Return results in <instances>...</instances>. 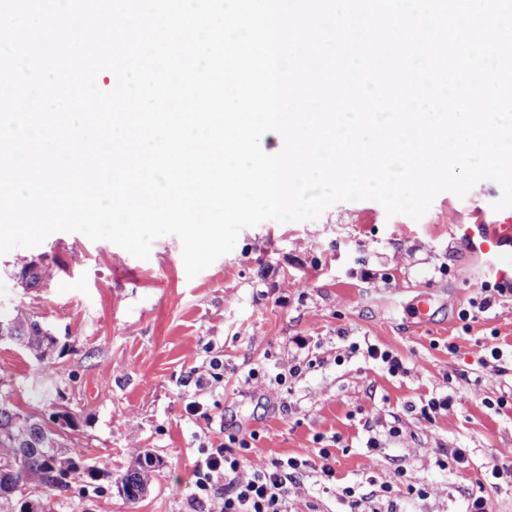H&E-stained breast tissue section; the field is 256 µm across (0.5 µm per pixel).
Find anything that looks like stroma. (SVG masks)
Masks as SVG:
<instances>
[{"label":"stroma","instance_id":"stroma-1","mask_svg":"<svg viewBox=\"0 0 512 512\" xmlns=\"http://www.w3.org/2000/svg\"><path fill=\"white\" fill-rule=\"evenodd\" d=\"M500 197L499 185L483 180L462 197L439 193L417 220L387 216L371 200L336 203L310 221L268 220L243 229L231 252L192 279L173 235L156 239L145 260L68 232L0 255V306L26 310L70 346L56 359L62 398L36 402L34 360L0 343L15 403L45 419L78 411L69 445L110 457L113 474L140 448L160 463L136 501L78 481L56 512H216L193 499L194 463L225 435L250 432L258 435L252 468L330 449L336 484L354 489L360 512H465L477 490L491 512H512V482L478 486L487 466L512 469V362L481 363L485 337L512 348V294L485 312L469 308L484 267L453 242L460 225L502 223L493 208ZM45 263L52 280L21 281L23 268ZM366 340L402 356L405 372L390 375L369 359ZM216 357L223 379L196 386ZM296 364L300 375L272 386L270 374ZM435 392L462 407L420 420ZM501 396V411L487 408ZM192 401L202 413H187ZM371 437L379 451L367 449ZM455 448L466 449L467 463L451 459ZM288 512H350V503L309 469Z\"/></svg>","mask_w":512,"mask_h":512}]
</instances>
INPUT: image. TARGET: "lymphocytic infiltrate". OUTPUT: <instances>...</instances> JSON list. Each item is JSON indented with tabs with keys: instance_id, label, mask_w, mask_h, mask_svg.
<instances>
[{
	"instance_id": "lymphocytic-infiltrate-1",
	"label": "lymphocytic infiltrate",
	"mask_w": 512,
	"mask_h": 512,
	"mask_svg": "<svg viewBox=\"0 0 512 512\" xmlns=\"http://www.w3.org/2000/svg\"><path fill=\"white\" fill-rule=\"evenodd\" d=\"M252 451L246 435H229L194 465L196 501L218 502L219 512H288L291 485L305 469L319 467L325 480H334L333 454L321 448L315 455L276 458L245 471L244 460Z\"/></svg>"
}]
</instances>
